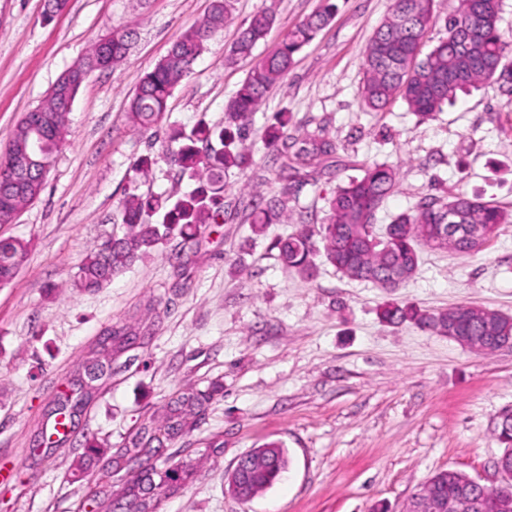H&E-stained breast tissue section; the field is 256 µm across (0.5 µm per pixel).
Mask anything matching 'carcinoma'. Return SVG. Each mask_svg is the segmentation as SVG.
I'll use <instances>...</instances> for the list:
<instances>
[{
	"mask_svg": "<svg viewBox=\"0 0 512 512\" xmlns=\"http://www.w3.org/2000/svg\"><path fill=\"white\" fill-rule=\"evenodd\" d=\"M434 0H392L389 14L375 29L365 50V80L360 96L367 108L381 111L400 97L409 109L427 119L456 101L458 93L493 82L512 106V68L502 64L512 44L499 29L500 0H457L454 14L446 22L447 35L427 53L422 40L433 19ZM335 0H320L319 8L288 31L282 43L265 57L252 63L235 94L224 105V124L210 127L198 124L191 129L177 124L168 126L161 153L178 168L180 177L194 183L183 193L142 195L126 194L120 204L122 231L109 235L99 247L78 265L71 287L82 292L95 291L112 278L146 259L159 245L178 236L184 244H195L201 229L218 223L224 212V176L247 167L249 156L242 147L252 124L253 113L270 88L290 71L295 55L334 18ZM229 21L226 0H212L210 12L184 31L171 45L167 55L153 70L145 73L130 100L128 119L135 131L157 141L165 118L167 102L175 88L192 73L206 44L224 31ZM274 22L272 14H255L242 28L228 55L226 65L234 66L252 57ZM130 49V32L117 26L94 42L82 60L97 61L112 56V66L121 63ZM43 114L52 116L53 125L45 135L39 159L52 165L55 153L68 133L67 113L60 111L59 100L46 97L36 111L28 112L11 132L8 146L0 153V224H9L32 197L3 180L11 171L14 157L35 148L30 128ZM292 117L280 112L268 130L266 149L278 164L280 177L299 179L316 168L323 157L336 151L335 143L324 133H296L290 128ZM396 172L387 163L363 166L362 175L351 177L336 187L327 199L328 210L319 224L300 219L302 228L272 243L281 264L310 277L315 270L314 257L320 255L349 280L364 281L393 292L410 280L420 261V249L435 246V229L440 224L455 225L461 236L457 251L478 253L502 224L512 223V213L483 200L478 195H450L446 199L429 197L415 210L397 215L383 232L375 231L376 213L393 191ZM247 209L251 231L262 235L269 224L283 222L284 201L276 196L250 197ZM28 252L22 239L0 240V285L16 275ZM383 321L399 325L411 323L453 339L474 336L470 348L480 352L512 345V316L458 305L448 311L430 312L410 303L385 304L380 310ZM199 393L180 392L172 398L169 416L143 425L131 441L143 458L139 468L159 477L156 489L168 485L173 468L155 464L160 449L185 427L187 416L203 405ZM498 440L512 453V412L501 415L496 426ZM273 449L271 461L260 469H249L241 477L260 492L272 485L285 469L283 446L268 443ZM464 483L463 473L448 468L424 487L422 499L450 498ZM512 488L472 487L470 494L478 504L475 512H494L493 504ZM123 512H152L154 505L148 490L134 482L131 498L115 505Z\"/></svg>",
	"mask_w": 512,
	"mask_h": 512,
	"instance_id": "carcinoma-1",
	"label": "carcinoma"
}]
</instances>
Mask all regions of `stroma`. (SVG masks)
<instances>
[{
	"mask_svg": "<svg viewBox=\"0 0 512 512\" xmlns=\"http://www.w3.org/2000/svg\"><path fill=\"white\" fill-rule=\"evenodd\" d=\"M211 0H68L53 19L44 0H0V151L21 118L90 45L122 26L133 39L123 63L94 72L80 89L69 128L39 198L0 239L30 241L16 278L0 286V512H75L88 488L102 500L128 496L137 465L104 479L108 456L127 452L175 393L215 394L165 450L187 462L189 478L164 489L154 512H407L438 470H459L488 487L503 485L505 446L494 429L512 411V347L484 355L448 337L379 318L387 300L438 311L458 304L512 315V224L475 255L422 249L412 279L385 293L317 261L313 277L282 266L271 242L296 224L254 236L244 195H284L291 216L323 218L336 186L363 164H392L393 194L376 216L385 226L427 197L479 194L512 210V109L497 86L460 96L423 120L403 100L365 108L359 92L364 51L390 0H336L333 21L297 55L288 75L258 105L247 144L251 161L226 178L224 218L208 225L183 277L169 263L174 238L108 286L74 292L81 259L119 231L125 192L187 188L158 159L136 180L134 159L148 142L127 119L134 89L172 43L202 18ZM320 0H229L230 22L210 40L193 73L168 101L166 123L224 122L248 63L226 66L238 29L261 11L275 23L256 56L272 51ZM279 112L308 131L325 130L336 151L312 180L285 189L264 147ZM139 343H113L109 367L79 388L108 331ZM81 400L75 426L40 445L65 396ZM107 441L93 455L87 436ZM276 442L288 453L280 480L243 502L228 476L251 449ZM82 480L72 472L78 461Z\"/></svg>",
	"mask_w": 512,
	"mask_h": 512,
	"instance_id": "35a3bbf8",
	"label": "stroma"
}]
</instances>
